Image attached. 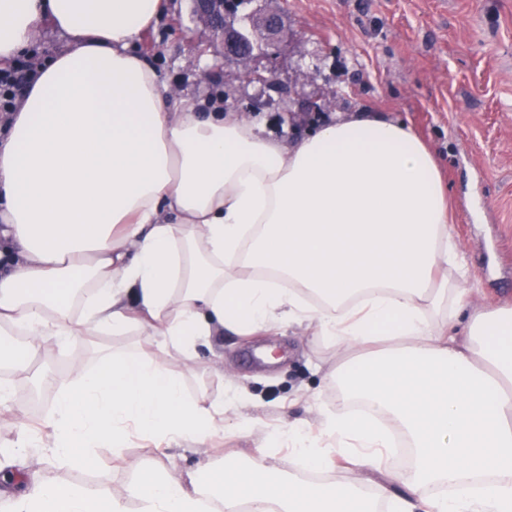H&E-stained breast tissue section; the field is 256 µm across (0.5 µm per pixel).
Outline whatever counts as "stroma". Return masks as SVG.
Returning a JSON list of instances; mask_svg holds the SVG:
<instances>
[{
  "mask_svg": "<svg viewBox=\"0 0 512 512\" xmlns=\"http://www.w3.org/2000/svg\"><path fill=\"white\" fill-rule=\"evenodd\" d=\"M173 2L138 43L169 85L223 98L279 137L305 135L322 117L356 109L411 126L440 160L449 227L470 270L467 304L512 305V0H263L259 7L283 14L285 34L263 55L228 61L205 52L211 33L193 21L190 0ZM253 71L272 85L250 80ZM313 99L321 111H308ZM99 350L172 363L189 396L206 394L224 413L206 442L169 448L132 435L120 453L89 450L81 468L33 449L47 482L119 490L152 469L183 482L205 463L246 467L288 423L318 421L335 407L336 369L353 354L302 327L214 336L192 359L134 332L83 331L41 343L13 385L10 407L0 408V449L50 411L30 399L35 372L63 377L75 364L93 367ZM244 416L252 420L246 433L235 427ZM401 473L393 463L381 474L340 466L327 477L391 497L405 492Z\"/></svg>",
  "mask_w": 512,
  "mask_h": 512,
  "instance_id": "stroma-1",
  "label": "stroma"
}]
</instances>
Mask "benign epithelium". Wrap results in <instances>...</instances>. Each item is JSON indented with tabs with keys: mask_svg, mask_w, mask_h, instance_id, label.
Listing matches in <instances>:
<instances>
[{
	"mask_svg": "<svg viewBox=\"0 0 512 512\" xmlns=\"http://www.w3.org/2000/svg\"><path fill=\"white\" fill-rule=\"evenodd\" d=\"M232 0H192L193 18L214 33L212 47L224 59L247 58L278 40L283 21L280 15L264 10L250 13V28L231 18Z\"/></svg>",
	"mask_w": 512,
	"mask_h": 512,
	"instance_id": "1",
	"label": "benign epithelium"
}]
</instances>
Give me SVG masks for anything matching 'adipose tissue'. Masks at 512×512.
I'll return each mask as SVG.
<instances>
[{
    "label": "adipose tissue",
    "mask_w": 512,
    "mask_h": 512,
    "mask_svg": "<svg viewBox=\"0 0 512 512\" xmlns=\"http://www.w3.org/2000/svg\"><path fill=\"white\" fill-rule=\"evenodd\" d=\"M169 0H0V64L50 30L66 48L17 98L0 136V361L40 339L136 332L182 354L275 324L356 349L336 408L276 441L304 467L382 470L387 434L412 468L392 512H512V306L469 308L432 151L403 122L336 114L301 137L263 136L207 99L173 92L137 50ZM25 341H14L16 331ZM55 384L52 410L0 451V512H362L358 489L282 480L266 457L176 483L153 471L124 493L26 479L21 451L80 467L130 433L206 440L216 404L169 364L103 354ZM495 472L477 496L430 485Z\"/></svg>",
    "instance_id": "obj_1"
}]
</instances>
